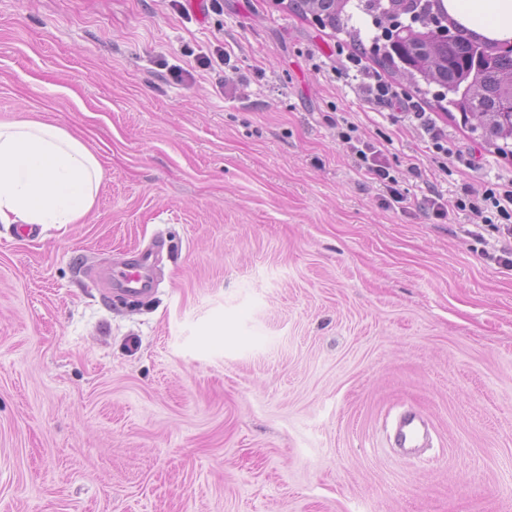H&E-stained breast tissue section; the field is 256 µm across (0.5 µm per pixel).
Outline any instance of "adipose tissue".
Returning <instances> with one entry per match:
<instances>
[{
	"label": "adipose tissue",
	"mask_w": 512,
	"mask_h": 512,
	"mask_svg": "<svg viewBox=\"0 0 512 512\" xmlns=\"http://www.w3.org/2000/svg\"><path fill=\"white\" fill-rule=\"evenodd\" d=\"M466 24L512 38V0H464ZM104 171L67 128L23 119L0 124V223L77 224L93 208Z\"/></svg>",
	"instance_id": "ef3b65f1"
}]
</instances>
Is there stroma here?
<instances>
[{
    "label": "stroma",
    "instance_id": "stroma-1",
    "mask_svg": "<svg viewBox=\"0 0 512 512\" xmlns=\"http://www.w3.org/2000/svg\"><path fill=\"white\" fill-rule=\"evenodd\" d=\"M221 6L0 0V122L60 123L104 169L81 223L0 224V512H512V270L472 214L384 207L334 121L411 198L512 156L426 85L434 155L290 0ZM158 239L155 293L107 298L92 270ZM406 408L425 455L387 444Z\"/></svg>",
    "mask_w": 512,
    "mask_h": 512
}]
</instances>
